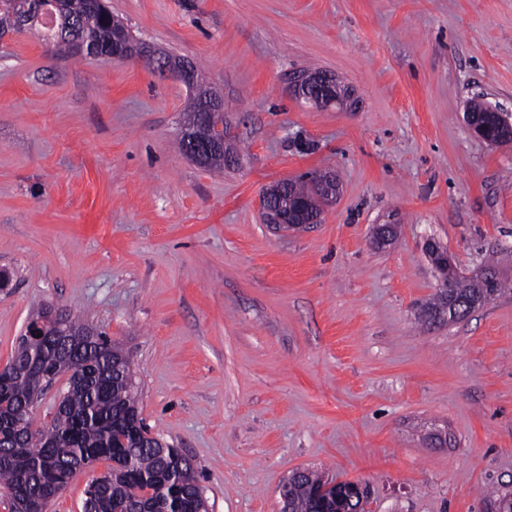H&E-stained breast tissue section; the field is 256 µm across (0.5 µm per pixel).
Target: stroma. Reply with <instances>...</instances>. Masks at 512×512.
I'll list each match as a JSON object with an SVG mask.
<instances>
[{
  "instance_id": "obj_1",
  "label": "stroma",
  "mask_w": 512,
  "mask_h": 512,
  "mask_svg": "<svg viewBox=\"0 0 512 512\" xmlns=\"http://www.w3.org/2000/svg\"><path fill=\"white\" fill-rule=\"evenodd\" d=\"M137 38L221 92L239 165L179 147L190 92L143 64L0 40V368L34 311L80 314L129 356L151 435L209 512H280L299 469L361 480L372 512H486L512 491V292L422 317L424 245L512 280V0H108ZM351 94L305 103L287 73ZM329 171L321 221L276 232L264 187ZM379 224L399 227L389 244ZM79 470L46 512H83Z\"/></svg>"
}]
</instances>
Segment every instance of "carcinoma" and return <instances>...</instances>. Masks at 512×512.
<instances>
[{"label":"carcinoma","instance_id":"obj_1","mask_svg":"<svg viewBox=\"0 0 512 512\" xmlns=\"http://www.w3.org/2000/svg\"><path fill=\"white\" fill-rule=\"evenodd\" d=\"M38 6V0H0V31ZM111 10H74L76 25L71 36L56 41V52L77 59L72 39L86 38L112 43ZM323 176L309 172L291 181L290 194L316 201ZM454 320H463L490 297L505 292L506 280L498 278L493 288L480 278H455ZM442 289L429 301L424 316L439 317L448 306ZM70 332L82 334L76 349L55 341L29 343L21 339L9 367L0 376V485L4 486L17 512H40L37 497L56 496L74 474L73 467L90 466L100 459L112 462L110 471L93 480L86 492L84 512H173L180 503L183 512H208L206 498L190 461L177 449L159 446L148 438L145 427L129 426L139 416L129 358L118 345L89 323L63 309L41 307L32 321L49 315ZM78 373L68 384L64 405L51 420L35 425L29 408L32 395L49 375ZM327 479L304 471L288 479L290 512H318L317 491Z\"/></svg>","mask_w":512,"mask_h":512}]
</instances>
